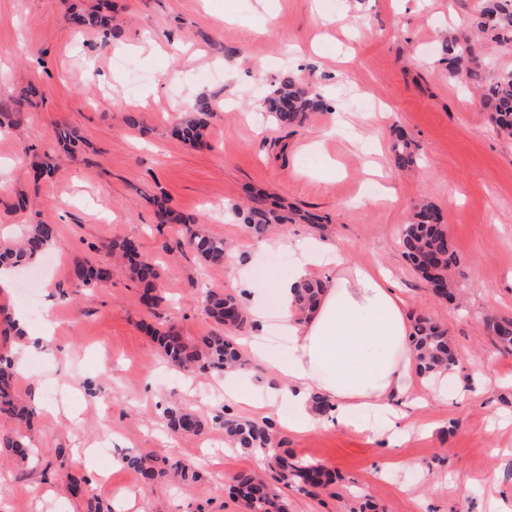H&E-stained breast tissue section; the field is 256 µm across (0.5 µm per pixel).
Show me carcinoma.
I'll list each match as a JSON object with an SVG mask.
<instances>
[{
    "instance_id": "cac0c4a2",
    "label": "carcinoma",
    "mask_w": 512,
    "mask_h": 512,
    "mask_svg": "<svg viewBox=\"0 0 512 512\" xmlns=\"http://www.w3.org/2000/svg\"><path fill=\"white\" fill-rule=\"evenodd\" d=\"M76 21L88 28L98 29L103 36L112 31L111 7L99 2L97 6L76 15ZM475 38L459 39L445 37L439 46L441 60L453 72L464 70L470 83L482 93L481 104L488 113L493 128L502 137L512 138V72L487 79L484 72L473 66L481 53L482 45L492 42L497 45L512 43V0H480V6L472 19ZM263 107L268 117L281 128L302 124L308 112H319L328 104L296 73L286 70L274 90L263 98ZM210 115L208 103L201 101L194 112L177 127L178 136L190 144L201 143L206 135ZM23 113L12 103H0V130L21 122ZM395 166L409 169L417 163V154L411 142L399 139L392 145ZM155 213L162 224H181L186 228L184 240L197 257L208 266H222L229 251L223 239L204 231L202 225L191 217H185L168 205L166 197L151 199ZM239 218L256 236L266 233L269 225L280 222L273 209L260 200L248 210L237 211ZM57 235L54 224H30L19 240L0 243V265L15 268L28 267L35 263L53 244ZM399 245L402 254L413 264L422 280L427 276L447 289L448 300L455 297L456 282L453 269L458 260L445 225L438 223V208L430 201H420L414 210L411 222L401 226ZM104 258L92 262L77 260L73 264L71 282L92 291L112 278V259L126 262L124 271L145 292H154L158 268L145 259L135 258L131 251V240L119 239L102 246ZM322 290L319 281H307L299 289L296 306L305 313L316 302ZM204 313L217 324L240 330L246 324L245 316L237 298L227 291H211L203 300ZM484 329L499 348L512 352V318L491 317L484 320ZM154 336L163 355L175 367L189 371H222L245 365L243 353L234 338L222 332L203 336L196 341L177 336L169 330L147 327ZM23 333L16 326L7 303H0V416L10 417L20 425L30 426L34 411L17 391L16 373L12 357V346ZM416 357V369L420 376L431 379L455 365L459 352L449 340L446 332L427 318L414 321L411 332ZM168 428L180 435L198 436L204 430L203 421L192 411L180 407H168L164 411ZM224 436L239 448L262 451L268 457L271 479L256 473L239 472L233 477L232 491L244 502L247 512H288V504L271 485L296 488L315 497L319 491L332 484L333 478L321 465L299 459L279 449L282 441L268 422L242 420L231 413H224ZM0 447L6 448L21 464L29 462L32 452L30 438L16 430L0 434ZM125 466L138 473L142 480L151 483L159 477L169 475L183 483H197L202 475L185 465L160 462L151 455L134 448L122 454Z\"/></svg>"
}]
</instances>
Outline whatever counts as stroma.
I'll list each match as a JSON object with an SVG mask.
<instances>
[{
	"instance_id": "35a3bbf8",
	"label": "stroma",
	"mask_w": 512,
	"mask_h": 512,
	"mask_svg": "<svg viewBox=\"0 0 512 512\" xmlns=\"http://www.w3.org/2000/svg\"><path fill=\"white\" fill-rule=\"evenodd\" d=\"M111 3L118 24L106 39L69 19L65 0H0V100L36 91L21 123L0 134V239L29 224L57 227L50 250L0 296L25 307V287L38 281L46 314L30 317L28 333L42 335L46 318L56 321L55 359L27 350L17 376L18 391L34 395L30 436L39 456L22 474L0 448V512H83L89 495L113 512H244L226 486L262 460L225 450L228 410L279 427L285 448L335 474L332 497L285 490L288 512H353L367 499L378 512H488L491 498L511 501L512 352L484 335L482 320L512 317V140L494 132L465 76L450 74L436 50L443 33L468 32L479 0ZM285 70L329 103L289 133L258 109ZM198 100L214 104L206 147L172 133L181 106ZM131 112L143 130L128 128ZM338 112L350 114L353 131L328 136ZM64 128L77 129L86 148L59 153L55 173L34 178L32 162ZM400 135L418 154L414 171L394 165ZM21 192L29 203L19 210ZM161 194L234 242L231 261L206 266L177 247L180 225L159 223L150 202ZM258 196L316 218L283 220L272 237L333 243L388 268L409 316L439 324L462 356L448 381L452 400L410 412L434 425L396 449L413 468L387 465L359 432L281 429L293 415L288 404H226V374L168 366L148 334L151 326L192 339L218 332L201 307L207 291L294 273L297 253L258 248L230 210ZM422 197L448 227L461 304L424 288L398 245ZM115 238L135 240L157 265L156 307L119 273L91 292L71 287L73 262L100 259L101 244ZM174 404L206 421L201 435L165 432L163 411ZM58 447L68 449L66 463L55 460ZM127 448L196 467L206 482H144L117 465ZM67 472L86 478L83 495L63 490Z\"/></svg>"
}]
</instances>
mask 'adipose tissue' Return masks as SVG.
Masks as SVG:
<instances>
[{
    "label": "adipose tissue",
    "mask_w": 512,
    "mask_h": 512,
    "mask_svg": "<svg viewBox=\"0 0 512 512\" xmlns=\"http://www.w3.org/2000/svg\"><path fill=\"white\" fill-rule=\"evenodd\" d=\"M292 248L300 254L294 274L275 280L272 287L249 289L245 306L259 325L266 320L268 301L278 304L281 329L291 340L287 363L277 364L283 381L238 386L229 390V397L248 403L256 399L264 406L290 403L294 416L285 425L297 434L352 429L390 447L412 435L429 434L431 425L407 419V408L424 399L415 394L407 309L389 272L353 262L325 243L296 242ZM324 262L336 274L324 281L308 316H298L297 292L310 279L312 267ZM316 393L331 404L325 414L312 409Z\"/></svg>",
    "instance_id": "1"
}]
</instances>
